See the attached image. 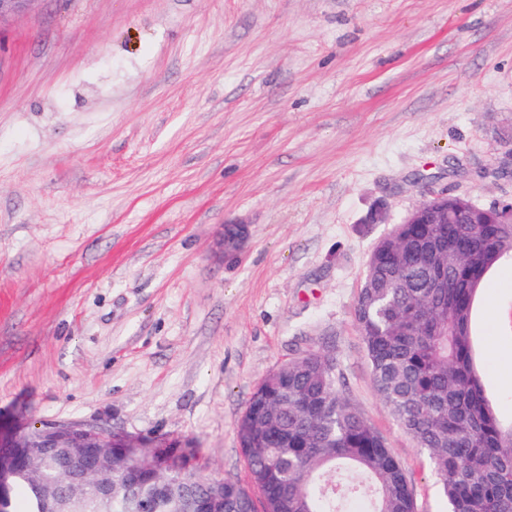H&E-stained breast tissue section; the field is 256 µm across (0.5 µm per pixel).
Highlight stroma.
Returning <instances> with one entry per match:
<instances>
[{
    "label": "stroma",
    "instance_id": "1",
    "mask_svg": "<svg viewBox=\"0 0 512 512\" xmlns=\"http://www.w3.org/2000/svg\"><path fill=\"white\" fill-rule=\"evenodd\" d=\"M511 151L512 0H36L0 23V430L96 423L243 483L252 393L328 345L417 512H448L354 306L432 194L511 200ZM473 334L512 421V262Z\"/></svg>",
    "mask_w": 512,
    "mask_h": 512
}]
</instances>
